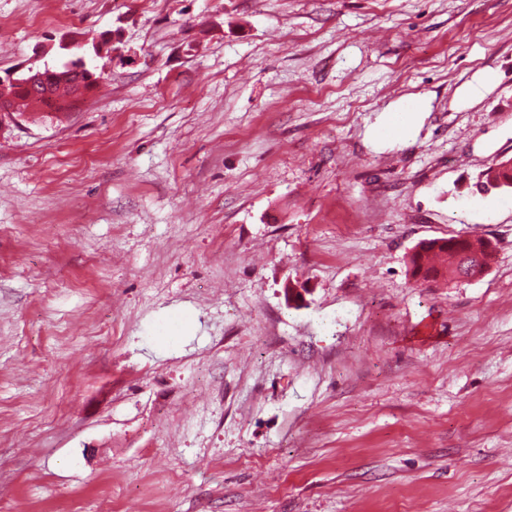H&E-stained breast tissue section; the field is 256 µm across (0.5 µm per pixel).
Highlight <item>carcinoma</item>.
I'll return each mask as SVG.
<instances>
[{
  "instance_id": "1",
  "label": "carcinoma",
  "mask_w": 512,
  "mask_h": 512,
  "mask_svg": "<svg viewBox=\"0 0 512 512\" xmlns=\"http://www.w3.org/2000/svg\"><path fill=\"white\" fill-rule=\"evenodd\" d=\"M59 48L67 51L70 59L57 69L48 66L46 70L54 72L59 69L70 74V78L49 80L47 85L38 88H27L18 84L12 91V103L23 102L36 110L53 106L64 108L71 105L78 86H83L88 93L94 91L96 85L87 81L84 72L80 71L82 59L91 53L98 58L110 54L112 33L103 31L91 43L82 47L70 48L61 44ZM479 188L482 191L512 188V159L483 171ZM491 254L492 244L483 237H471L462 243L456 236L423 240L414 247L410 255L409 273L416 281L441 279L452 282L462 273L474 275L488 268Z\"/></svg>"
}]
</instances>
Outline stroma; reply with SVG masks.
I'll list each match as a JSON object with an SVG mask.
<instances>
[{"label":"stroma","instance_id":"35a3bbf8","mask_svg":"<svg viewBox=\"0 0 512 512\" xmlns=\"http://www.w3.org/2000/svg\"><path fill=\"white\" fill-rule=\"evenodd\" d=\"M104 30L0 126V512H512V0H0V76ZM111 44L112 33L110 31L101 32L92 39L90 44H85L82 47L69 48L67 45L60 44L59 48L67 51L70 59L60 67L45 66L44 69L52 72L61 70L64 73H69L70 78L68 80H48L47 85L38 87L45 83V75L41 70L31 68L27 71V81L30 86L35 88H27L21 84L15 85L12 91V107H15L17 102H24L26 105H32L35 112L43 107L64 108L71 105L78 86L82 85L87 94L94 91L97 85L88 82L84 71L78 69L82 66V59L90 57L89 52L93 53L96 58H102L103 54L108 57L112 52ZM50 94L53 98L49 96ZM479 188L481 191L512 188V159L502 161L483 171ZM464 236H452L448 238H435L420 241L413 249L409 258V273L415 281L418 280H444L452 282L458 280L461 273L474 275L483 269L488 268L492 254V244L485 241L483 237H466L460 243L458 239ZM438 249L441 253L448 254V265L437 267L430 265L426 255ZM464 250L469 251L472 256L464 257Z\"/></svg>","mask_w":512,"mask_h":512}]
</instances>
